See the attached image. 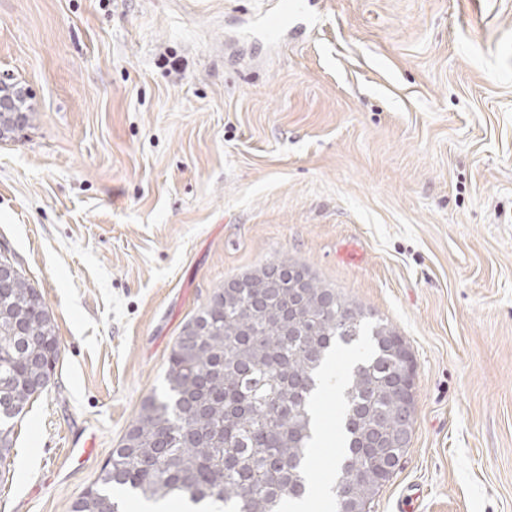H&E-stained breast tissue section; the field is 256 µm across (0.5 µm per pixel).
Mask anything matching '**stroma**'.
<instances>
[{"instance_id":"1","label":"stroma","mask_w":512,"mask_h":512,"mask_svg":"<svg viewBox=\"0 0 512 512\" xmlns=\"http://www.w3.org/2000/svg\"><path fill=\"white\" fill-rule=\"evenodd\" d=\"M1 71L39 118L0 140V252L61 353L0 512H71L184 325L284 257L414 356L373 512H512V0H0ZM318 410L323 478L339 398Z\"/></svg>"}]
</instances>
